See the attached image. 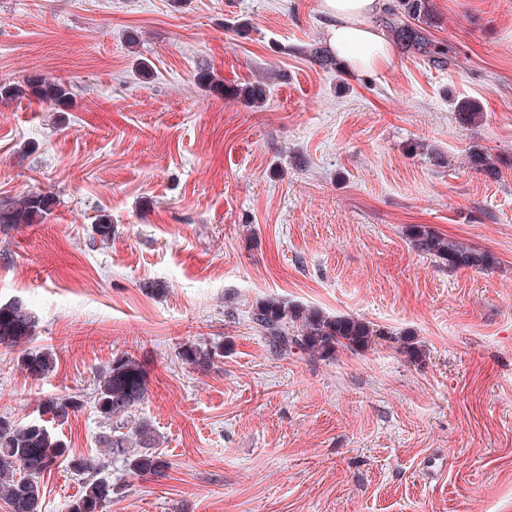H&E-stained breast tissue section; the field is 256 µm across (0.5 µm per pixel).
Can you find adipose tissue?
Instances as JSON below:
<instances>
[{"label": "adipose tissue", "instance_id": "ef3b65f1", "mask_svg": "<svg viewBox=\"0 0 512 512\" xmlns=\"http://www.w3.org/2000/svg\"><path fill=\"white\" fill-rule=\"evenodd\" d=\"M384 6L385 0H320L328 48L357 69L389 64L390 48L374 25Z\"/></svg>", "mask_w": 512, "mask_h": 512}]
</instances>
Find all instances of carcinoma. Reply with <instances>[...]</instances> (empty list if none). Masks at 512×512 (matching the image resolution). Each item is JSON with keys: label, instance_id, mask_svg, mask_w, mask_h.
<instances>
[{"label": "carcinoma", "instance_id": "obj_1", "mask_svg": "<svg viewBox=\"0 0 512 512\" xmlns=\"http://www.w3.org/2000/svg\"><path fill=\"white\" fill-rule=\"evenodd\" d=\"M386 15L397 40L433 58L444 56V51L429 43L425 34L429 0H395ZM24 95L59 108L72 99L70 85L43 75L31 76L22 84L0 83L1 100ZM468 160L477 170L496 174L491 156L482 150H473ZM51 204V199L40 193L0 201V227L38 224ZM409 238L417 252L438 259L450 270L483 271L493 264L488 254L423 225L413 226ZM252 322L276 355L300 352L325 358L339 347H365L372 336L369 326L357 318L330 317L317 311L293 312L276 299L257 303ZM35 328V316L24 301L14 299L0 304V345L10 348L25 344L33 338ZM178 356L194 369L207 370L223 356V351L217 345L189 341L179 347ZM17 364L27 376L39 380L54 371L56 358L49 349L29 348L19 355ZM147 395L146 371L140 362L129 355L113 359L100 372L95 391V412L108 426L99 434L98 443L110 455L124 458L132 473L158 475L167 467L164 457L156 451L159 435L149 422L132 419V412ZM82 407V401L75 397H56L40 405L38 419L18 423L0 416V498L9 512H40V478L60 460L68 461L73 471L86 476L84 489L71 501L68 512H103L112 502V484L96 478L93 461L69 456L66 443L55 432V427L67 423Z\"/></svg>", "mask_w": 512, "mask_h": 512}]
</instances>
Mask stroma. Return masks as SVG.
I'll use <instances>...</instances> for the list:
<instances>
[{
    "label": "stroma",
    "instance_id": "35a3bbf8",
    "mask_svg": "<svg viewBox=\"0 0 512 512\" xmlns=\"http://www.w3.org/2000/svg\"><path fill=\"white\" fill-rule=\"evenodd\" d=\"M318 2L0 0V82L73 89L60 111L0 100V200H52L0 230V302L24 300L57 359L34 380L0 346V415L83 401L57 433L115 487L108 512H512V0H432L426 35L454 62L394 42L373 70L311 57ZM257 84L263 103L240 96ZM475 147L497 175L471 169ZM416 224L495 266L419 254ZM272 298L375 335L274 355L251 319ZM198 339L224 350L205 371L178 356ZM124 354L147 372L159 475L98 444L91 395ZM40 486L42 512H68L83 478Z\"/></svg>",
    "mask_w": 512,
    "mask_h": 512
}]
</instances>
